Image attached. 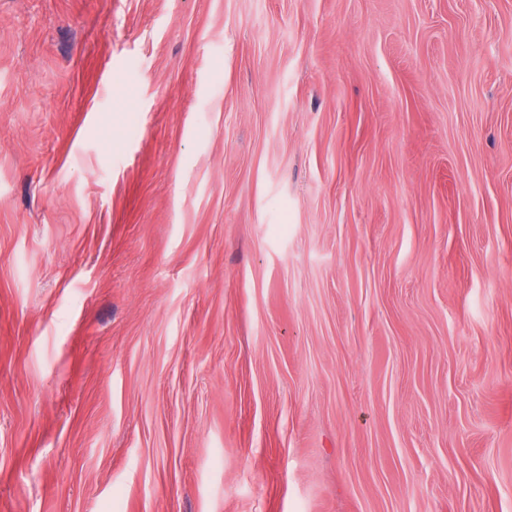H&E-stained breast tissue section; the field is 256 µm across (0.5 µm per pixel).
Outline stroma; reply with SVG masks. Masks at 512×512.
Returning <instances> with one entry per match:
<instances>
[{"mask_svg": "<svg viewBox=\"0 0 512 512\" xmlns=\"http://www.w3.org/2000/svg\"><path fill=\"white\" fill-rule=\"evenodd\" d=\"M0 512H512V0H0Z\"/></svg>", "mask_w": 512, "mask_h": 512, "instance_id": "35a3bbf8", "label": "stroma"}]
</instances>
